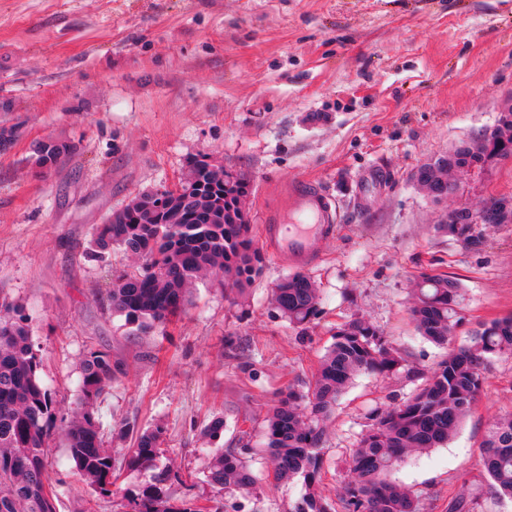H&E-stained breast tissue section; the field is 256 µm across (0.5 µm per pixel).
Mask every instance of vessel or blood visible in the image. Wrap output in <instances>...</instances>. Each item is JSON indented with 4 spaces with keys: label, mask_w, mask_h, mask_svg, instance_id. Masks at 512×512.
Wrapping results in <instances>:
<instances>
[{
    "label": "vessel or blood",
    "mask_w": 512,
    "mask_h": 512,
    "mask_svg": "<svg viewBox=\"0 0 512 512\" xmlns=\"http://www.w3.org/2000/svg\"><path fill=\"white\" fill-rule=\"evenodd\" d=\"M336 222V210L320 184L294 182L284 205L264 210L261 233L282 265L305 269L321 260L323 243L335 234Z\"/></svg>",
    "instance_id": "obj_1"
}]
</instances>
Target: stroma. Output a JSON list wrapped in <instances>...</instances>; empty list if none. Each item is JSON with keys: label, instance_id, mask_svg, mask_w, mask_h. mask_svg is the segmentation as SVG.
Returning a JSON list of instances; mask_svg holds the SVG:
<instances>
[{"label": "stroma", "instance_id": "1", "mask_svg": "<svg viewBox=\"0 0 512 512\" xmlns=\"http://www.w3.org/2000/svg\"><path fill=\"white\" fill-rule=\"evenodd\" d=\"M512 99V0H0V304L27 319L42 383L68 416L91 348L120 363L98 405L116 457L162 426L155 468H121L108 496L84 483L61 430L48 441L58 512H123L156 469L179 471L174 498L203 512L225 502L204 481L213 452L248 447L257 477L240 512H293L302 483L275 480L264 420L282 392L307 390L338 326L362 318L405 351L408 369L355 376L322 445L318 490L337 502L347 461L374 409L404 401L446 347L417 335L409 307L422 274L455 277L473 328L512 315V224L480 225L473 247L441 220L463 204L512 197V161L459 174L460 200L433 202L412 180L424 162L492 129ZM52 138L71 154L35 169ZM208 158L249 181L253 233L283 182L314 179L337 232L307 272L320 315L300 331L271 291L289 274L265 255L243 291L197 282L186 310L140 332L113 311L118 250L87 251L98 225L138 193L176 185ZM512 414V357L495 359L455 437L415 455L390 481L448 512H512L491 495L480 444ZM224 420L220 436L205 426ZM44 145H45V143L41 141V142H38L33 148L32 161L35 166H39L41 161L43 160V162L45 164L50 163L54 168L55 166H57L58 163H60L62 161V159L67 154H69V152L71 150V146L68 145L67 143L62 145V151H58V152H55L54 150H50V149L44 151V149H43ZM52 169H46V168L42 169L41 168L40 170L45 173Z\"/></svg>", "mask_w": 512, "mask_h": 512}]
</instances>
